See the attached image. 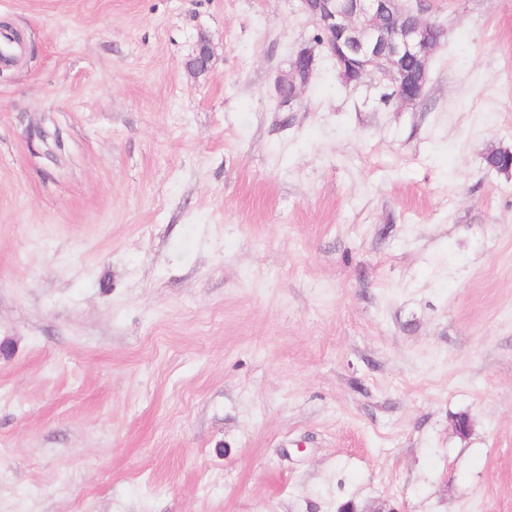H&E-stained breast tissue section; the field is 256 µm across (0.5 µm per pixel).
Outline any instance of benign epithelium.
Listing matches in <instances>:
<instances>
[{"label":"benign epithelium","instance_id":"benign-epithelium-1","mask_svg":"<svg viewBox=\"0 0 512 512\" xmlns=\"http://www.w3.org/2000/svg\"><path fill=\"white\" fill-rule=\"evenodd\" d=\"M319 30L320 48L347 84L379 76L399 91L402 104L423 94L426 71L440 47L434 25L401 6L400 0H301ZM318 66L315 48H302L276 89L283 104L296 103Z\"/></svg>","mask_w":512,"mask_h":512}]
</instances>
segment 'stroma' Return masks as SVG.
<instances>
[{
    "label": "stroma",
    "mask_w": 512,
    "mask_h": 512,
    "mask_svg": "<svg viewBox=\"0 0 512 512\" xmlns=\"http://www.w3.org/2000/svg\"><path fill=\"white\" fill-rule=\"evenodd\" d=\"M402 3L289 107L300 0H0V512H512V0ZM400 2L301 0L319 30L316 47L334 63L347 85H359L377 75L399 91L401 104H412L423 94L428 64L441 43L431 36L434 25ZM394 17L395 25L389 22ZM411 66L419 76L415 84L406 80ZM347 71L354 74L345 77Z\"/></svg>",
    "instance_id": "1"
}]
</instances>
